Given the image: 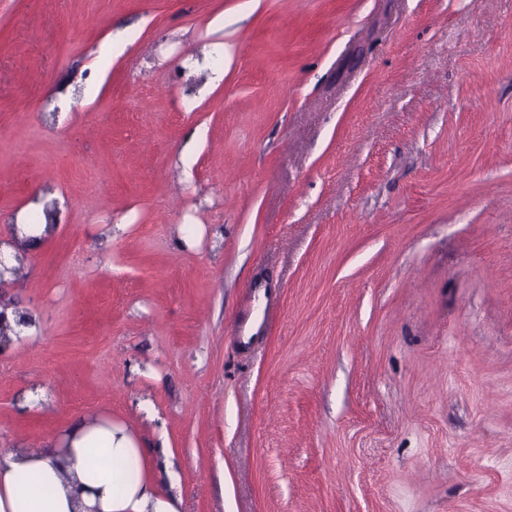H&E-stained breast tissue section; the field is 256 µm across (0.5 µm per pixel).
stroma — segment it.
<instances>
[{
    "label": "stroma",
    "instance_id": "1",
    "mask_svg": "<svg viewBox=\"0 0 512 512\" xmlns=\"http://www.w3.org/2000/svg\"><path fill=\"white\" fill-rule=\"evenodd\" d=\"M53 205L0 446L100 414L181 512H512V0H0V238Z\"/></svg>",
    "mask_w": 512,
    "mask_h": 512
}]
</instances>
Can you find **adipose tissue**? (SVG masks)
<instances>
[{
    "instance_id": "obj_1",
    "label": "adipose tissue",
    "mask_w": 512,
    "mask_h": 512,
    "mask_svg": "<svg viewBox=\"0 0 512 512\" xmlns=\"http://www.w3.org/2000/svg\"><path fill=\"white\" fill-rule=\"evenodd\" d=\"M166 435L148 440L106 416L78 418L43 446L0 448V512H179L156 475Z\"/></svg>"
}]
</instances>
